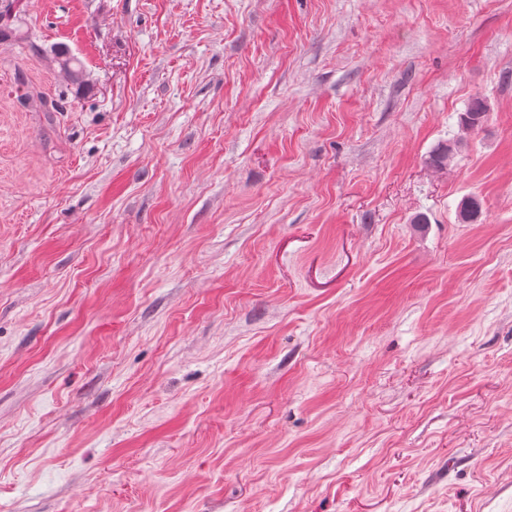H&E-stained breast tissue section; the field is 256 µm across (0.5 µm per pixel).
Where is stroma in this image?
Here are the masks:
<instances>
[{"instance_id":"35a3bbf8","label":"stroma","mask_w":512,"mask_h":512,"mask_svg":"<svg viewBox=\"0 0 512 512\" xmlns=\"http://www.w3.org/2000/svg\"><path fill=\"white\" fill-rule=\"evenodd\" d=\"M0 512H512V0H23ZM490 106L488 101L483 97L473 98L463 112L460 121L462 127L467 131H475L485 123ZM483 214V200L478 195L464 197L457 207L456 218L461 224H476Z\"/></svg>"}]
</instances>
